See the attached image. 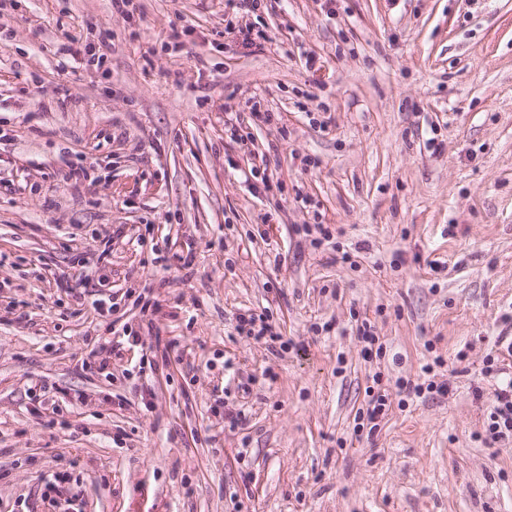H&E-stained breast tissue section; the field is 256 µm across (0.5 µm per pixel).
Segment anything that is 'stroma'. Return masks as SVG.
Returning <instances> with one entry per match:
<instances>
[{
  "label": "stroma",
  "mask_w": 512,
  "mask_h": 512,
  "mask_svg": "<svg viewBox=\"0 0 512 512\" xmlns=\"http://www.w3.org/2000/svg\"><path fill=\"white\" fill-rule=\"evenodd\" d=\"M505 336L512 0H0V512H512ZM266 320L261 314H239L236 330L240 335L252 336L255 339L265 338V336L274 337L272 326ZM485 442H512V380L495 389L485 429Z\"/></svg>",
  "instance_id": "stroma-1"
}]
</instances>
